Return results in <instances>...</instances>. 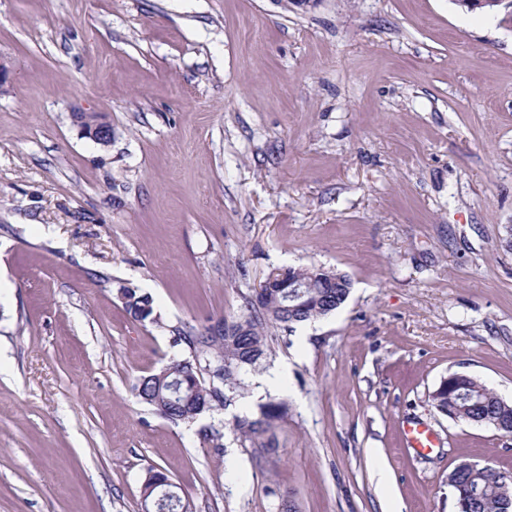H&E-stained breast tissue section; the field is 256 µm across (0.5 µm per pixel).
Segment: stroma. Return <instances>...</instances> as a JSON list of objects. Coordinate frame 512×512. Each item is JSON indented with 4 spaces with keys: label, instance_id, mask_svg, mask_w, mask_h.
<instances>
[{
    "label": "stroma",
    "instance_id": "obj_1",
    "mask_svg": "<svg viewBox=\"0 0 512 512\" xmlns=\"http://www.w3.org/2000/svg\"><path fill=\"white\" fill-rule=\"evenodd\" d=\"M0 65V512H142L153 468L192 512H455L456 466L512 470L431 400L462 372L512 401V31L452 0H0ZM288 265L352 290L269 328L245 399H138L174 328ZM273 397L271 457L233 421ZM73 121L81 133L94 143L108 146L112 143V125L102 119L88 120L81 113H73ZM117 297L122 301L126 312L139 322H156L154 314L153 299L147 293H141L137 288L120 286Z\"/></svg>",
    "mask_w": 512,
    "mask_h": 512
}]
</instances>
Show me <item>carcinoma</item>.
<instances>
[{
  "label": "carcinoma",
  "mask_w": 512,
  "mask_h": 512,
  "mask_svg": "<svg viewBox=\"0 0 512 512\" xmlns=\"http://www.w3.org/2000/svg\"><path fill=\"white\" fill-rule=\"evenodd\" d=\"M351 281L322 266H286L272 270L266 288L247 301L249 313L220 327L185 325L176 329L173 346H185L188 355L172 357L157 372L142 377L137 397L157 415L174 423L192 424L203 414L232 405L244 397L246 376L265 358V328L291 331L297 324L328 316L347 300ZM117 297L126 312L139 322H156L153 299L137 288L121 286ZM471 398L459 404L460 420H512V403H501L479 380L465 381ZM285 403L271 399L258 415L235 418L240 436L260 440L280 419ZM457 512H505L512 504V472L476 465L453 489ZM146 512H190L189 503L161 471H150L142 490Z\"/></svg>",
  "instance_id": "carcinoma-1"
}]
</instances>
